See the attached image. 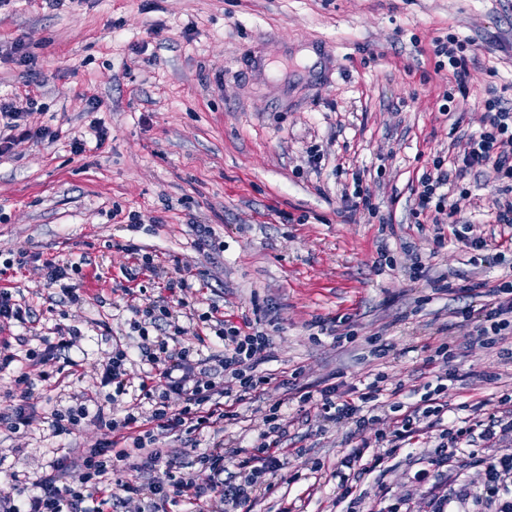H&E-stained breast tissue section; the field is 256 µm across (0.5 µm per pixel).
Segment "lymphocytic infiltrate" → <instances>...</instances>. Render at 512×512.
Listing matches in <instances>:
<instances>
[{
    "label": "lymphocytic infiltrate",
    "mask_w": 512,
    "mask_h": 512,
    "mask_svg": "<svg viewBox=\"0 0 512 512\" xmlns=\"http://www.w3.org/2000/svg\"><path fill=\"white\" fill-rule=\"evenodd\" d=\"M479 104L486 112L485 129L469 135L463 152L454 155L450 164L438 160L432 170L423 173L414 192L412 213L438 228H456L460 220L452 195L458 180L474 169L491 168L499 187L487 221L501 225L499 245L511 250L512 106H506L493 90ZM53 138L49 128L30 126L23 109L0 103V156L9 153L17 141ZM16 263L21 267L39 264L48 286H61L64 297L76 298L77 287L68 278L79 272L78 263L42 260L25 252L18 254ZM481 309L484 318L475 330L477 341L512 360V280L486 291ZM141 315L146 324L138 329L142 369L137 388L129 386L126 364L130 354L123 343H116L101 372V385L115 387L121 394L131 393L133 402L124 416L113 417L101 406L88 410L91 397L86 393L81 396L83 404L78 412H55L52 426L56 435L72 434L81 419L90 416L104 429V439L95 448L60 452L38 476L10 474L0 483V512H121L129 500L142 497L147 500L145 512H170L174 507L197 512L204 501L237 512L256 497L263 475L282 469L288 453L287 430L276 422L258 434L250 452L238 460L230 476L225 473L223 442L206 447L200 444L211 428L234 424L239 417L238 405L255 398L269 383L271 375L263 370L272 358L269 335L246 316L237 323L218 321L216 335L222 348L208 367L182 346L180 338L185 329L170 321L168 312L145 307ZM153 330L161 334L154 345L148 341ZM56 333V342L42 351L27 352L22 358L8 340L0 341V369L14 363L19 366L10 394L12 404L8 412L0 414V422L9 431L32 424L36 416L31 402L35 388L53 387L56 373L50 364L59 361L79 335L73 328L60 327ZM444 391V385L427 383L414 402H393L396 417L388 439L391 448L416 447L428 428L442 422L450 410L441 400ZM383 394V386L375 381L344 392L333 384L304 391L300 402L317 412H332L360 423ZM500 404L501 414L493 424L474 422L448 427L449 447L439 452L435 465H449L451 449L489 448L498 432H512V397H502ZM168 434L190 445L196 463L210 472L208 483H197L186 472L177 449L158 447L160 436ZM486 471V501L494 505V512H512V456L487 458Z\"/></svg>",
    "instance_id": "f902f5d3"
}]
</instances>
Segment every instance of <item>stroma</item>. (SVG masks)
<instances>
[{
    "instance_id": "1",
    "label": "stroma",
    "mask_w": 512,
    "mask_h": 512,
    "mask_svg": "<svg viewBox=\"0 0 512 512\" xmlns=\"http://www.w3.org/2000/svg\"><path fill=\"white\" fill-rule=\"evenodd\" d=\"M473 41L472 94L486 82L512 100V0H7L0 6V99L25 105L37 95L32 125L57 130V141L16 142L0 156V290L32 309L35 322L10 328L24 347L54 339L56 325L82 338L79 366L52 394L36 391L38 417L24 434L0 428V473L35 475L60 448H91L103 433L90 420L71 436L52 431L53 410L76 406L82 392L114 415L129 396L100 388L111 356L106 339L130 331L133 309L168 305L186 326L184 345L200 357L221 350L208 325L183 317L168 290L175 273L193 286L199 311L217 302L224 317L257 313L272 340V382L239 407L236 424L209 431L245 450L264 428L262 406L282 403L295 441L274 495L251 512H342L331 471L354 446L383 457L381 475H360L363 512H479L484 457L512 454V434L484 454L458 449L452 468L428 465V447L387 455L379 436L387 406L356 430L352 421L300 410L297 387L343 375L352 385L385 374L402 401L424 382L425 359L448 349L450 404L469 403L490 420L512 393V361L472 342L479 302L465 286L496 287L507 272L495 250L446 237L434 249L433 225L410 214L416 177L434 156L462 151L481 131V109L464 110L452 128L439 106L447 71H435L431 41L443 34ZM23 42L35 67L10 47ZM304 49L318 59L291 66ZM98 111H90V98ZM108 130L94 148L93 124ZM88 146L73 154L69 141ZM325 159L308 168L306 151ZM344 165L346 174L335 172ZM363 171L373 212L346 208L351 174ZM491 169L460 180L462 220L493 237L485 213L494 199ZM119 216H112V209ZM141 217L131 229L128 217ZM210 225L223 251L201 250L192 225ZM136 243L141 254L125 251ZM81 262L73 278L79 301L55 304L58 288L40 271L6 265L9 254ZM447 274L455 292L433 293ZM470 307L467 325L451 310ZM497 382H490V375ZM307 469L306 479L289 475ZM424 480H416L418 471Z\"/></svg>"
}]
</instances>
